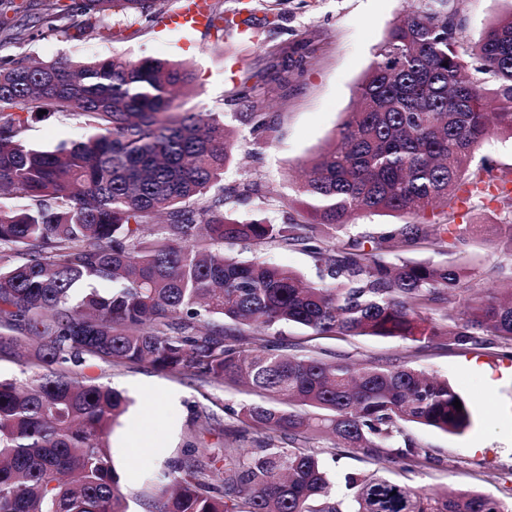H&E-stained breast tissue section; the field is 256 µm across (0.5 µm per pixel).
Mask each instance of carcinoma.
<instances>
[{"label": "carcinoma", "instance_id": "1", "mask_svg": "<svg viewBox=\"0 0 512 512\" xmlns=\"http://www.w3.org/2000/svg\"><path fill=\"white\" fill-rule=\"evenodd\" d=\"M157 2L40 0L31 27L76 11L87 17L80 35L92 36L112 10L148 15ZM29 9L0 0V30L8 12ZM210 14L224 38L228 16ZM460 28L448 0H422L389 30L357 109L306 165L298 204L308 219L281 224L231 213L252 184L224 187L235 150L225 115L180 110L193 82L184 64L0 59V196L27 200L0 206V358L32 337L28 361L39 368L24 383L0 380V512H127L109 444L125 399L68 370L89 362L243 383L261 397L225 408L262 439L245 455L224 449L222 487L210 479L216 465L189 449L149 512H512L489 494L411 489L377 473L348 475L344 496L333 495L305 443L331 438L367 455L392 448L411 466L421 451L406 424L459 434L471 411L447 380L405 362L357 368L332 353H289L276 331L512 345V295L484 294L472 266L400 257L431 235L448 251L465 244L455 214L488 197L512 252V169L468 172L485 139L512 138V13L473 45ZM467 57L482 77L465 74ZM42 110L77 117L85 134L32 145L29 123ZM237 120L257 139L274 132L267 112ZM379 213L410 221L336 242L353 219ZM237 241L299 249L316 261L317 279L227 255ZM277 436L288 446L272 444Z\"/></svg>", "mask_w": 512, "mask_h": 512}]
</instances>
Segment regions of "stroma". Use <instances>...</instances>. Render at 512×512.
<instances>
[{
    "label": "stroma",
    "mask_w": 512,
    "mask_h": 512,
    "mask_svg": "<svg viewBox=\"0 0 512 512\" xmlns=\"http://www.w3.org/2000/svg\"><path fill=\"white\" fill-rule=\"evenodd\" d=\"M242 29L225 32L216 41L212 31L193 33L188 41L159 27L160 17L174 12L182 0H159L149 16L130 19L113 15L112 38L81 35L85 23L74 12L32 39L0 41V55H31L50 62L100 56H153L189 62L193 93L182 98L183 110L241 111L240 90L268 112L275 131L254 142L248 126H240L235 160L224 174L225 185L254 182L256 193L236 204L241 219L257 216L274 222L299 217L304 163L331 142L348 112L355 109L358 87L376 59L389 29L417 0H213ZM462 20L460 38L479 39L489 24L512 11V0H448ZM307 55L304 72L294 64ZM84 133L71 115L44 114L30 123L32 142L53 146ZM500 206L495 202L471 212V229L463 253L444 252L437 240L410 252L413 260L452 264L469 260L488 292H496L512 277V252L493 235ZM233 257L257 259L315 277V261L305 252L275 244L225 245ZM317 350L335 353L354 364L405 361L427 373L448 379L473 413V424L460 434L410 424L407 434L426 463L405 466L384 457L343 453L332 441L313 448L324 461L336 490H344L346 474L375 472L411 488L427 491L470 490L512 503V348L498 339L478 346L451 348L440 341L412 342L399 338L350 336L316 340ZM127 397L130 404L112 431L111 446L120 482L128 495L129 512H147L162 474L186 448L199 458L223 457L225 449L243 452L256 446V434L242 432L238 421L225 415L228 406L254 400L243 386L217 384L144 365L97 363L77 370ZM176 403H169V396Z\"/></svg>",
    "instance_id": "stroma-1"
}]
</instances>
